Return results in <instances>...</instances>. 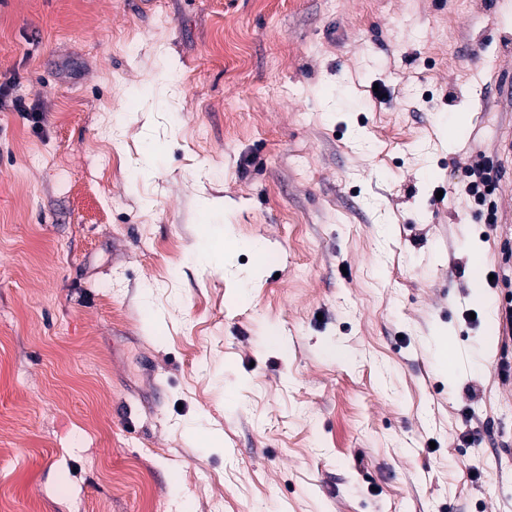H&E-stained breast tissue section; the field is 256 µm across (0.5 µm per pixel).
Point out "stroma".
<instances>
[{"label":"stroma","mask_w":512,"mask_h":512,"mask_svg":"<svg viewBox=\"0 0 512 512\" xmlns=\"http://www.w3.org/2000/svg\"><path fill=\"white\" fill-rule=\"evenodd\" d=\"M12 76L0 512H512V0H0ZM482 159L467 173V195L477 205L487 206L486 208V224L497 226L498 224V208L493 196L498 189V181L493 179L491 172L497 166L491 159Z\"/></svg>","instance_id":"obj_1"}]
</instances>
